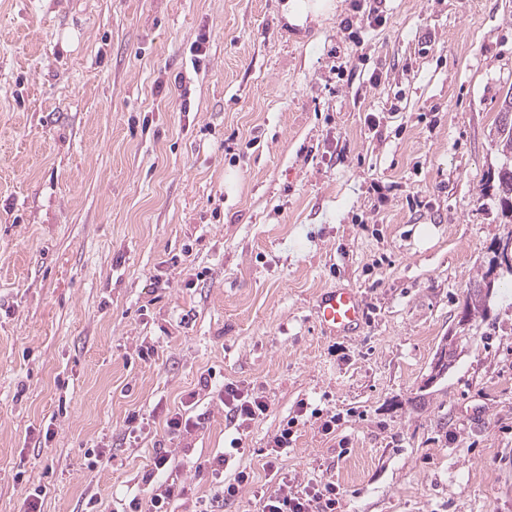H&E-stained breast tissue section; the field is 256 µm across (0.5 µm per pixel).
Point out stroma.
Returning <instances> with one entry per match:
<instances>
[{
	"instance_id": "stroma-1",
	"label": "stroma",
	"mask_w": 512,
	"mask_h": 512,
	"mask_svg": "<svg viewBox=\"0 0 512 512\" xmlns=\"http://www.w3.org/2000/svg\"><path fill=\"white\" fill-rule=\"evenodd\" d=\"M281 2L0 0V512H126L159 448L175 512L220 453L253 475L223 512H258L290 419L281 471L337 512H512V295L425 384L505 231L512 0H334L303 31ZM335 287L357 335L313 315ZM228 382L266 414L226 420ZM321 329L330 336L359 330L367 320V312L357 291L352 288H330L322 291L313 305ZM469 336H447L439 350L436 353L431 372L428 375L425 384L432 386L438 380L442 379L448 372V368L452 366L457 358V353L462 340L467 339ZM293 423L294 421H287L286 428L284 427L280 434L274 438L273 446H271L272 448H270L267 453V460L264 465L272 472L273 477H276L279 473L278 460H280L281 456L286 454L288 451L289 443L293 435L290 427L288 428V425Z\"/></svg>"
}]
</instances>
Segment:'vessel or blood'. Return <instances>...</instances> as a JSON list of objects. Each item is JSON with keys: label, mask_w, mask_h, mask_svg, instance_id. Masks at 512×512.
I'll list each match as a JSON object with an SVG mask.
<instances>
[{"label": "vessel or blood", "mask_w": 512, "mask_h": 512, "mask_svg": "<svg viewBox=\"0 0 512 512\" xmlns=\"http://www.w3.org/2000/svg\"><path fill=\"white\" fill-rule=\"evenodd\" d=\"M321 329L330 336L359 330L367 320V312L357 291L351 288H330L322 291L313 305Z\"/></svg>", "instance_id": "obj_1"}]
</instances>
